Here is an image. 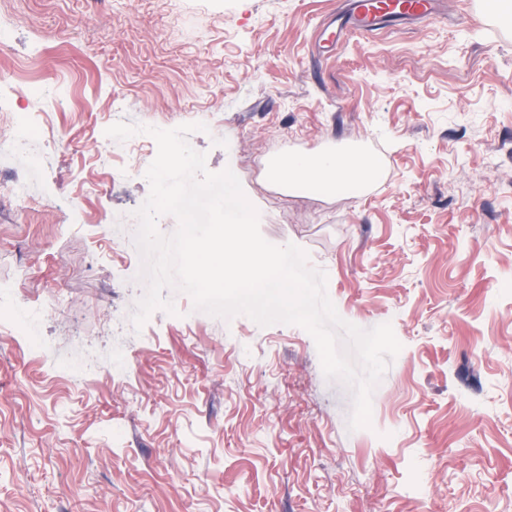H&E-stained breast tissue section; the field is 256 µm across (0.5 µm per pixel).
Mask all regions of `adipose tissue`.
I'll return each mask as SVG.
<instances>
[{
    "instance_id": "obj_1",
    "label": "adipose tissue",
    "mask_w": 512,
    "mask_h": 512,
    "mask_svg": "<svg viewBox=\"0 0 512 512\" xmlns=\"http://www.w3.org/2000/svg\"><path fill=\"white\" fill-rule=\"evenodd\" d=\"M376 173L377 165L369 157L331 152L292 154L267 165L270 182L322 195L359 192Z\"/></svg>"
}]
</instances>
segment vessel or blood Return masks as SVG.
<instances>
[{
  "mask_svg": "<svg viewBox=\"0 0 512 512\" xmlns=\"http://www.w3.org/2000/svg\"><path fill=\"white\" fill-rule=\"evenodd\" d=\"M448 10L446 0H348L321 23L317 45L329 54L349 37L382 28L423 24Z\"/></svg>",
  "mask_w": 512,
  "mask_h": 512,
  "instance_id": "obj_1",
  "label": "vessel or blood"
}]
</instances>
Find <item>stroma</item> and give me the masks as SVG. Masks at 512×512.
I'll return each instance as SVG.
<instances>
[{
    "label": "stroma",
    "instance_id": "35a3bbf8",
    "mask_svg": "<svg viewBox=\"0 0 512 512\" xmlns=\"http://www.w3.org/2000/svg\"><path fill=\"white\" fill-rule=\"evenodd\" d=\"M413 29L352 36L314 62L340 0H0V82L41 137L10 148L0 118V308L44 304L37 343L0 321V512H512V22L449 0ZM233 162L263 202L260 232L327 276L339 316L402 345L349 430L351 394L312 336L158 309L134 245L149 195L138 150L89 135L113 107ZM358 144L367 193L268 186L266 163ZM92 359L97 374L73 380Z\"/></svg>",
    "mask_w": 512,
    "mask_h": 512
}]
</instances>
